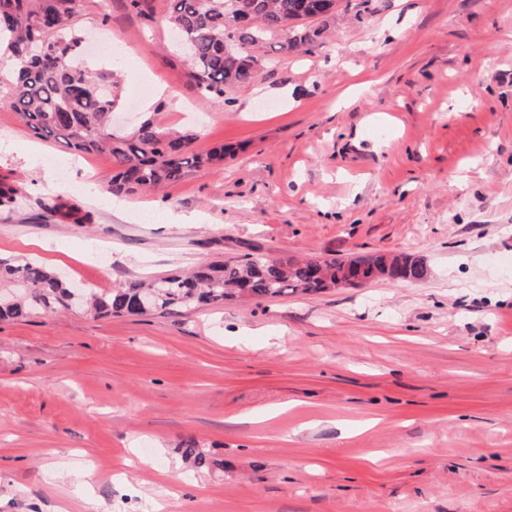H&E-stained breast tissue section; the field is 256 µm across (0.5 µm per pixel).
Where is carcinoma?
I'll use <instances>...</instances> for the list:
<instances>
[{"mask_svg":"<svg viewBox=\"0 0 512 512\" xmlns=\"http://www.w3.org/2000/svg\"><path fill=\"white\" fill-rule=\"evenodd\" d=\"M336 5L337 0H168L164 24L180 31L190 45L182 57L190 81L202 95L222 103L227 91L255 80L252 48L270 40L283 52L320 46ZM88 38L78 27L75 0H0V49L17 65L9 107L37 137L62 142L78 155H107L115 173L102 191L116 197L165 187L193 171L224 164L222 146L205 155L192 149L196 134L191 130L172 133L148 119L128 135L116 133L114 72L89 67L82 51ZM55 211L77 224L90 221L74 205L58 203ZM396 265L410 281L426 275L425 259L412 254L302 261L245 254L202 262L188 273L148 283L86 291L39 261L0 259V321L76 306L102 317L174 315L221 306L242 295L259 300L316 295L345 278H373ZM181 456L200 472L221 466L194 442L181 449Z\"/></svg>","mask_w":512,"mask_h":512,"instance_id":"1","label":"carcinoma"}]
</instances>
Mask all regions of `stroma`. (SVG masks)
Returning <instances> with one entry per match:
<instances>
[{
    "label": "stroma",
    "instance_id": "1",
    "mask_svg": "<svg viewBox=\"0 0 512 512\" xmlns=\"http://www.w3.org/2000/svg\"><path fill=\"white\" fill-rule=\"evenodd\" d=\"M343 4L313 51L254 48L257 80L220 106L170 55L167 0H76L82 28L137 58L118 128L234 150L127 198L99 190L107 156L20 121L0 69V181L22 198L0 207L1 257L104 290L246 253L429 269L0 322V512H512V0ZM58 198L91 223L60 220ZM190 438L223 470L188 468Z\"/></svg>",
    "mask_w": 512,
    "mask_h": 512
}]
</instances>
